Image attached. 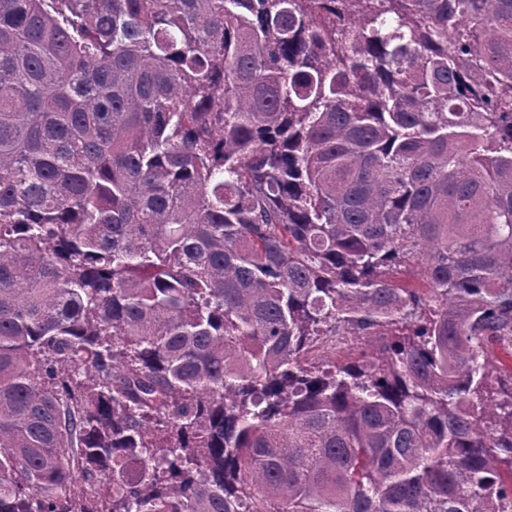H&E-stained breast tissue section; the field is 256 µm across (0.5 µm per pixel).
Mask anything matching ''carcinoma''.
I'll list each match as a JSON object with an SVG mask.
<instances>
[{
	"instance_id": "cac0c4a2",
	"label": "carcinoma",
	"mask_w": 512,
	"mask_h": 512,
	"mask_svg": "<svg viewBox=\"0 0 512 512\" xmlns=\"http://www.w3.org/2000/svg\"><path fill=\"white\" fill-rule=\"evenodd\" d=\"M493 344L512 0H0V512H512Z\"/></svg>"
}]
</instances>
